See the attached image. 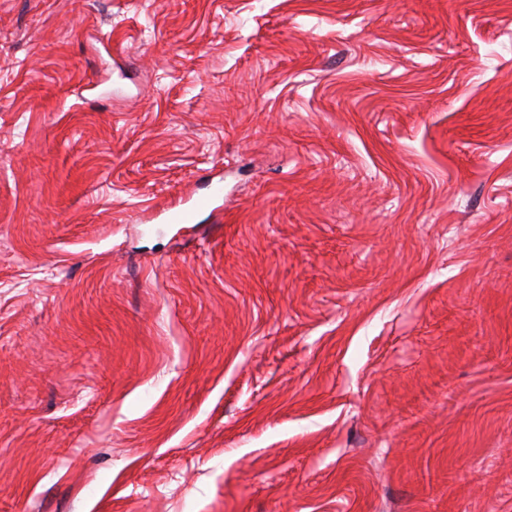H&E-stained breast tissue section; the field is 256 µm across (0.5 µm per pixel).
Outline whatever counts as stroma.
I'll list each match as a JSON object with an SVG mask.
<instances>
[{
    "label": "stroma",
    "mask_w": 512,
    "mask_h": 512,
    "mask_svg": "<svg viewBox=\"0 0 512 512\" xmlns=\"http://www.w3.org/2000/svg\"><path fill=\"white\" fill-rule=\"evenodd\" d=\"M0 512H512V0H0ZM223 193V188L216 184L210 195L199 197L194 201L192 209H183L171 213L170 220L174 224H189L193 220L194 211L200 208L208 207L212 201Z\"/></svg>",
    "instance_id": "stroma-1"
}]
</instances>
